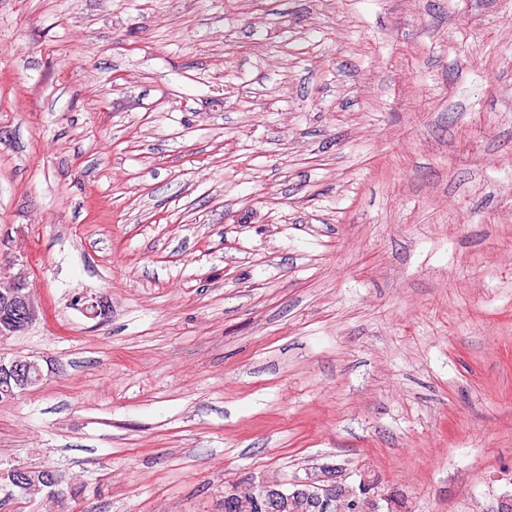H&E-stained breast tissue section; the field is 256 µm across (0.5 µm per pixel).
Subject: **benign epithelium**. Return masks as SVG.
Masks as SVG:
<instances>
[{
	"instance_id": "1",
	"label": "benign epithelium",
	"mask_w": 512,
	"mask_h": 512,
	"mask_svg": "<svg viewBox=\"0 0 512 512\" xmlns=\"http://www.w3.org/2000/svg\"><path fill=\"white\" fill-rule=\"evenodd\" d=\"M42 305L33 297L26 276L22 273L8 281H0V333L16 336L23 333L35 320ZM38 368L37 362L27 358L5 359L0 356V382L18 394L28 393L26 389L30 372ZM26 468L14 466L0 470V485L9 489L17 482ZM350 474L336 471V482L329 476L310 475L304 480L296 479L287 486L261 484L253 486L256 494L268 501L274 509L288 510V502L295 497H306L319 505L321 512L341 509H365V512H392V501L385 495L372 494V486L364 473H356L353 481Z\"/></svg>"
}]
</instances>
